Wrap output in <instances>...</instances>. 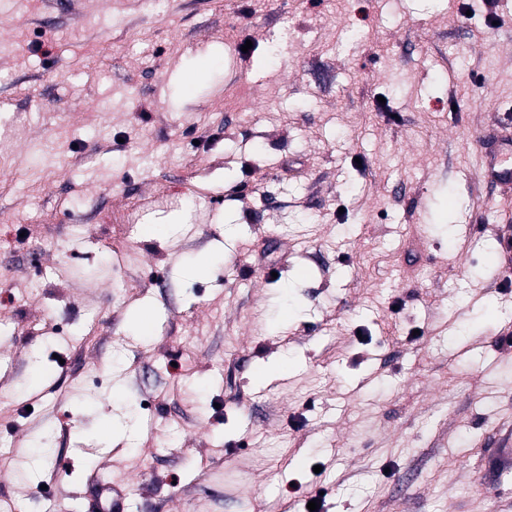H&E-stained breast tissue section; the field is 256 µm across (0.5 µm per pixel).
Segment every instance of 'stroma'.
<instances>
[{"label": "stroma", "mask_w": 512, "mask_h": 512, "mask_svg": "<svg viewBox=\"0 0 512 512\" xmlns=\"http://www.w3.org/2000/svg\"><path fill=\"white\" fill-rule=\"evenodd\" d=\"M508 127L512 0H0V512H512ZM480 171L483 179L512 190V142L496 153L480 146Z\"/></svg>", "instance_id": "obj_1"}]
</instances>
